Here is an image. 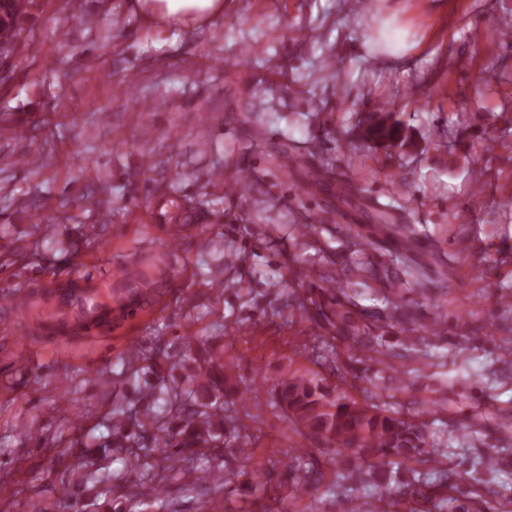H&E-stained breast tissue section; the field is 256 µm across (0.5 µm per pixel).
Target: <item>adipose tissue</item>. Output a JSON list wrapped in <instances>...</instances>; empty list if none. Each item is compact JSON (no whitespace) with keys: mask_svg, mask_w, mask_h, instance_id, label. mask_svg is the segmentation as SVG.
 <instances>
[{"mask_svg":"<svg viewBox=\"0 0 512 512\" xmlns=\"http://www.w3.org/2000/svg\"><path fill=\"white\" fill-rule=\"evenodd\" d=\"M137 14L165 27H191L208 22L224 11V0H132Z\"/></svg>","mask_w":512,"mask_h":512,"instance_id":"adipose-tissue-1","label":"adipose tissue"}]
</instances>
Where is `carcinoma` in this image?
<instances>
[{"label": "carcinoma", "mask_w": 512, "mask_h": 512, "mask_svg": "<svg viewBox=\"0 0 512 512\" xmlns=\"http://www.w3.org/2000/svg\"><path fill=\"white\" fill-rule=\"evenodd\" d=\"M33 2L0 0L1 57L13 54L18 39L17 20ZM352 136L377 150L409 144L403 124L387 105L359 119ZM375 221L390 229V238L399 242L414 233L407 224L393 223L385 208L376 212ZM403 264L408 279L394 285L395 297L400 295V289L421 287L426 280L419 261L406 256ZM299 307L308 313V319L317 328L327 333L326 368L343 377L336 367L338 352L369 348L371 337L365 315L354 310L355 303L344 288L322 286L316 297L303 300ZM177 369L185 373L184 381L166 378L167 372ZM127 381L142 391L140 405L134 411L114 408L110 433L99 447L106 454L124 457L126 474L132 483L151 487L162 510L166 509L165 498L162 489L154 486L159 474L143 449H154L162 460L176 458L183 462L199 449L223 453L226 432L237 434L246 445L254 443V437L240 433L236 418L227 413V400L238 395L237 384L231 363L224 360V348H214L210 337L190 336L178 346L165 343L134 357ZM275 403L287 422L302 435L332 447L330 461L334 464L340 463L339 457L345 450H355L359 457L373 460L372 466L378 469L396 458L417 467L424 466L442 453V449L434 447L419 415L360 401L344 390L335 391L321 379L293 376L281 380L275 386ZM59 466V483L73 497H80L81 487L87 481L103 482L92 472L73 469L65 458ZM413 473L416 474L413 481L403 488L387 491L385 496L409 495L440 512L445 506L450 512L454 509L456 498L450 491L457 489V482L451 474L426 481L417 478L421 471L415 469ZM249 479L251 490L258 497L278 505L288 498L296 500L319 490L326 475L313 463L302 465L300 457L291 453L282 471L275 473L256 463L249 471Z\"/></svg>", "instance_id": "obj_1"}]
</instances>
